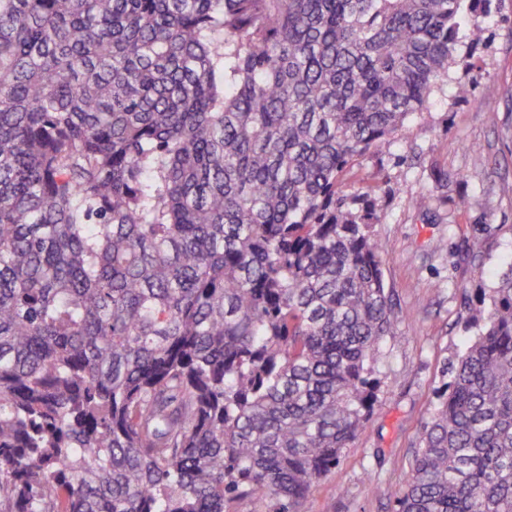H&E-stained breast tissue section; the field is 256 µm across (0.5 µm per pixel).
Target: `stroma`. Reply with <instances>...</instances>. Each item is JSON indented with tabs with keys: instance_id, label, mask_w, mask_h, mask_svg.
<instances>
[{
	"instance_id": "obj_1",
	"label": "stroma",
	"mask_w": 512,
	"mask_h": 512,
	"mask_svg": "<svg viewBox=\"0 0 512 512\" xmlns=\"http://www.w3.org/2000/svg\"><path fill=\"white\" fill-rule=\"evenodd\" d=\"M486 40L469 70L451 69L410 135L385 143L354 170L374 187L381 218L374 233L386 257L385 280L399 325L380 345L374 410L336 466L312 486L301 512H395L410 462L473 328L464 301H477L512 261V0L484 19ZM470 80L461 100L455 83ZM483 145L482 155L470 152ZM448 177V201L426 214L416 199ZM467 200L466 212L454 201ZM485 238L479 261L465 241Z\"/></svg>"
}]
</instances>
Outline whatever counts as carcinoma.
<instances>
[{
  "instance_id": "carcinoma-1",
  "label": "carcinoma",
  "mask_w": 512,
  "mask_h": 512,
  "mask_svg": "<svg viewBox=\"0 0 512 512\" xmlns=\"http://www.w3.org/2000/svg\"><path fill=\"white\" fill-rule=\"evenodd\" d=\"M503 0H0V512H300L399 316L347 175ZM397 512H512V262Z\"/></svg>"
}]
</instances>
